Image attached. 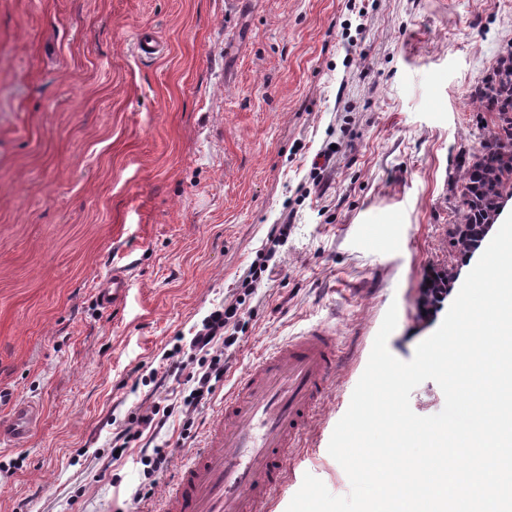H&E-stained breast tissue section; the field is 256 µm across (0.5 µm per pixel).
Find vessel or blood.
Listing matches in <instances>:
<instances>
[{"label":"vessel or blood","instance_id":"1","mask_svg":"<svg viewBox=\"0 0 512 512\" xmlns=\"http://www.w3.org/2000/svg\"><path fill=\"white\" fill-rule=\"evenodd\" d=\"M127 289L114 269L98 288L104 308ZM346 362L333 331L314 326L258 355L224 393L204 448L166 486L161 512H266L304 461L303 436ZM37 420L31 403L16 400L0 422V437L22 441Z\"/></svg>","mask_w":512,"mask_h":512}]
</instances>
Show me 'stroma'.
Wrapping results in <instances>:
<instances>
[{"instance_id":"1","label":"stroma","mask_w":512,"mask_h":512,"mask_svg":"<svg viewBox=\"0 0 512 512\" xmlns=\"http://www.w3.org/2000/svg\"><path fill=\"white\" fill-rule=\"evenodd\" d=\"M347 53V0H0V388L38 427L0 441V512H138L139 456L112 462L114 425L153 401L171 415L162 479L203 447L216 390L183 432V385L145 386L175 336L241 281L276 224L288 238L248 296L235 379L313 325L354 358L305 450L328 452L390 305L402 361L435 330L427 269L460 289L479 259L454 252L460 165L484 139L472 89L512 51V0H365ZM166 44L134 47L139 28ZM335 148L319 176L314 157ZM129 269L125 297L96 288Z\"/></svg>"}]
</instances>
